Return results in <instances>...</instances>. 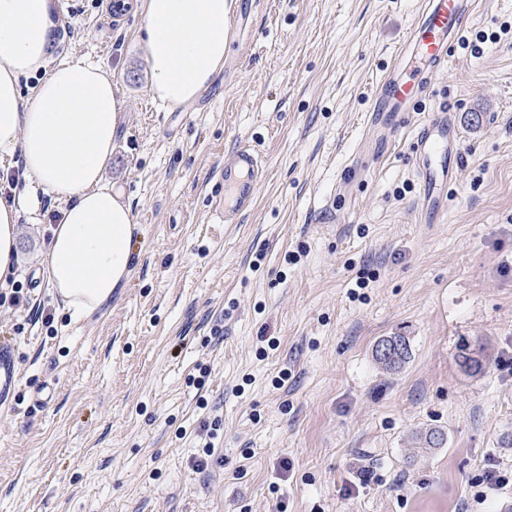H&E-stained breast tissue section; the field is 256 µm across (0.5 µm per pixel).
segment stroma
<instances>
[{
  "instance_id": "obj_1",
  "label": "stroma",
  "mask_w": 512,
  "mask_h": 512,
  "mask_svg": "<svg viewBox=\"0 0 512 512\" xmlns=\"http://www.w3.org/2000/svg\"><path fill=\"white\" fill-rule=\"evenodd\" d=\"M421 2L234 0L223 71L172 111L149 96L133 9L70 0L55 59L103 65L122 100L105 180L136 216L132 272L72 316L36 275L64 203L14 156L0 198L26 200L27 301L0 305L20 372L0 512H512V482L484 479L512 473V0H475L480 53L454 48L397 121L373 91ZM444 101L461 161L432 223L412 148ZM243 142L267 177L240 222L212 223ZM395 334L412 354L391 373L373 349ZM425 428L444 447L419 448Z\"/></svg>"
}]
</instances>
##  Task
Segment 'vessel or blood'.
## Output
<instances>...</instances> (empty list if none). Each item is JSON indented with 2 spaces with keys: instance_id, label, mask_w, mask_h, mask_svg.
Listing matches in <instances>:
<instances>
[{
  "instance_id": "vessel-or-blood-1",
  "label": "vessel or blood",
  "mask_w": 512,
  "mask_h": 512,
  "mask_svg": "<svg viewBox=\"0 0 512 512\" xmlns=\"http://www.w3.org/2000/svg\"><path fill=\"white\" fill-rule=\"evenodd\" d=\"M473 9V0H426L418 22L400 44L373 106L377 112H412L421 103L431 74L448 64L460 31ZM459 134L454 113H433L416 135L415 163L419 193L433 221L446 211L435 194L439 183L452 181L459 156ZM266 165L251 145L240 144L224 165L223 189L211 197V209L220 224H234L255 203ZM17 386L15 349L0 344V414L12 410Z\"/></svg>"
}]
</instances>
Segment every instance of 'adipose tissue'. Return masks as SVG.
Wrapping results in <instances>:
<instances>
[{
  "label": "adipose tissue",
  "instance_id": "1",
  "mask_svg": "<svg viewBox=\"0 0 512 512\" xmlns=\"http://www.w3.org/2000/svg\"><path fill=\"white\" fill-rule=\"evenodd\" d=\"M56 0H0V158L20 155L29 179L65 200L45 250L54 296L80 317L130 276L131 206L104 181L121 101L104 66L52 58ZM232 0H141L137 42L150 93L169 109L195 100L224 67ZM41 74L30 95L23 78ZM22 205L0 199V287L19 272Z\"/></svg>",
  "mask_w": 512,
  "mask_h": 512
}]
</instances>
